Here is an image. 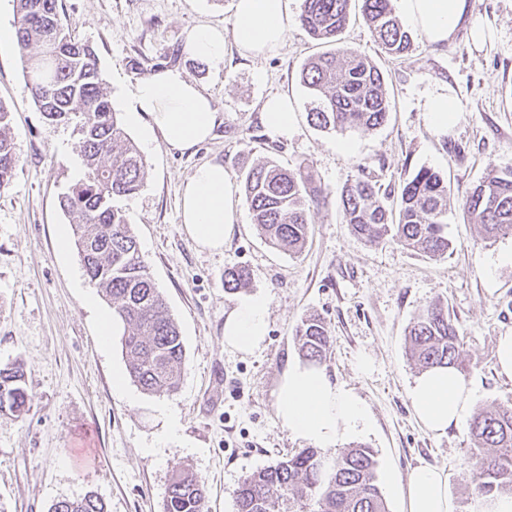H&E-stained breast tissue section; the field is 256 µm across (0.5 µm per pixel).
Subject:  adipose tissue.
<instances>
[{
	"label": "adipose tissue",
	"instance_id": "ef3b65f1",
	"mask_svg": "<svg viewBox=\"0 0 512 512\" xmlns=\"http://www.w3.org/2000/svg\"><path fill=\"white\" fill-rule=\"evenodd\" d=\"M401 14L434 45L448 44L466 30L473 45L490 41L492 33L472 19L470 0H397ZM288 0H234L233 41L243 57L267 56L288 33ZM129 119L140 128L145 146L163 139L169 149L186 151L208 141L217 126L211 97L182 70H160L136 82ZM237 186L222 164L198 165L181 191V221L198 247L219 251L237 222ZM268 301L264 295L242 298L224 318L226 348L251 353L268 333ZM474 384L455 367L424 371L409 390L418 419L433 434H446L463 423ZM277 418L296 437L317 448H333L358 432L368 420L361 400L332 382L321 366L287 365L277 391ZM453 495L444 469L420 465L408 475L405 512H452Z\"/></svg>",
	"mask_w": 512,
	"mask_h": 512
}]
</instances>
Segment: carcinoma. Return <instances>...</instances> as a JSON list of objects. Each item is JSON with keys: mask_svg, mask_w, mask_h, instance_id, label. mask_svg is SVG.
<instances>
[{"mask_svg": "<svg viewBox=\"0 0 512 512\" xmlns=\"http://www.w3.org/2000/svg\"><path fill=\"white\" fill-rule=\"evenodd\" d=\"M352 0H302L298 16L307 34L334 46L310 57L301 71L315 107L314 126L335 131L373 130L387 121L390 104L385 74L357 49L340 45ZM361 14L384 52L399 57L413 46L412 34L395 15L392 0H360ZM16 37L26 56V86L34 104L56 123H72L79 137L82 177L61 195L79 258L90 283L112 303L124 324L122 348L133 383L149 394L178 390L185 347L178 324L153 282L125 211L114 205L140 189L145 162L118 118L103 87L94 49L64 26L58 0H16ZM18 158L10 111L0 103V189L11 183ZM254 223L270 247L288 255L302 252L311 212L320 194L310 190L304 171L268 159L242 177ZM450 188L439 172L419 168L394 188L366 175L365 168L340 194L343 221L365 244L396 242L441 259L453 249L448 238ZM463 211L488 239L512 235V167L490 170L463 197ZM250 279L244 267L224 272V293ZM299 353L320 365L332 342L325 318L310 315L295 328ZM407 354L420 370L451 365L466 371L459 330L448 307L433 303L413 319ZM31 401L24 365L0 367V414L21 417ZM471 483L477 496L512 495V406L477 412L469 426ZM371 448L356 445L330 456L303 448L248 474L234 491L236 512H387L376 481ZM204 481L184 467L173 469L163 512H207ZM49 512H107L91 494L58 500Z\"/></svg>", "mask_w": 512, "mask_h": 512, "instance_id": "obj_1", "label": "carcinoma"}]
</instances>
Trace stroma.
Segmentation results:
<instances>
[{"label": "stroma", "instance_id": "stroma-1", "mask_svg": "<svg viewBox=\"0 0 512 512\" xmlns=\"http://www.w3.org/2000/svg\"><path fill=\"white\" fill-rule=\"evenodd\" d=\"M234 0H58L65 26L98 57L116 112L128 110L137 80L176 66L209 93L218 113L215 137L188 151L155 142L144 151L140 190L119 199L149 272L178 323L185 364L176 394H148L127 378L119 336L102 340L111 304L89 282L75 246L59 249L70 224L59 197L81 175L72 126L47 120L26 87L22 48L0 54V102L11 111L18 166L0 189V367L25 366L32 396L21 418L0 416V512H48L60 499L88 494L108 512H163L174 468L205 481L208 512H236L234 491L249 473L304 448L276 415L279 379L300 355L296 325L310 314L329 322L333 344L323 366L364 404L370 421L350 438L375 453L388 512H405L402 490L413 468L447 471L453 512H481L468 480L467 426L442 436L418 421L409 388L419 374L406 355V329L429 304L447 305L464 338L472 409L512 405V380L495 369L497 340L512 329V235L486 239L460 205L492 168L512 166V0H471L474 18L493 33L484 47L466 31L442 47L414 33V49L385 55L358 0L342 34L387 77L388 120L363 131L323 130L308 118L311 98L300 72L321 47L298 25L302 0H288V37L274 54L241 59L228 49L220 64L191 57L187 38L199 25L232 40ZM445 93L459 105L446 134L428 124L425 106ZM295 111L288 136L275 139L261 121L273 95ZM274 159L308 167L311 189L327 193L313 209L304 251L269 248L238 199V221L220 253L200 250L184 232L181 189L194 168L223 163L231 177ZM364 165L379 184L399 185L420 167L441 171L451 189L448 237L454 250L435 260L394 243L366 245L344 224L341 189ZM248 267V293L268 300V335L251 354L224 346V313L237 295L224 272ZM124 377L125 395L113 390ZM171 410L175 436L161 437L159 407Z\"/></svg>", "mask_w": 512, "mask_h": 512}]
</instances>
